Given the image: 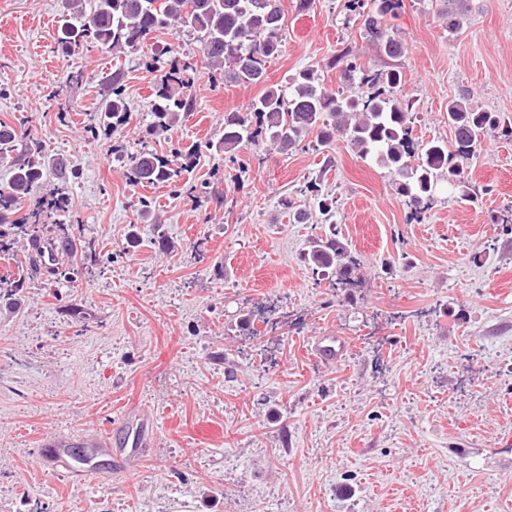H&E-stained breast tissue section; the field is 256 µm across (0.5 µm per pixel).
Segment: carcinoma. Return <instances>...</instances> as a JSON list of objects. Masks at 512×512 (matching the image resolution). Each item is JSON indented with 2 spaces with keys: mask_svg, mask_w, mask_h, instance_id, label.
Masks as SVG:
<instances>
[{
  "mask_svg": "<svg viewBox=\"0 0 512 512\" xmlns=\"http://www.w3.org/2000/svg\"><path fill=\"white\" fill-rule=\"evenodd\" d=\"M61 0L64 23L54 38L66 55L91 48L120 53L135 52L153 34L182 28L200 37L204 58L216 81L239 84L265 83L264 63L279 54L283 14L280 0ZM374 8L360 13L363 35L380 53L391 59L401 56L403 43L389 31L385 18L395 16L404 0H373ZM342 82L349 83L361 64L342 53L335 58ZM373 91L365 97L345 96L325 88L314 69L289 77L284 87L269 86L246 112L224 115V135L206 149L237 160V149L266 139L280 151L298 147L315 136L316 146L328 147L338 135L360 157L374 158L393 176L397 194L416 213L428 210L437 186L448 182L457 199L475 203L478 193L466 174L468 164L481 147V134L499 130L512 137V127L500 125L494 113L473 105L469 99L448 101V127L454 135L448 142L412 138L414 102L395 96L402 77L396 69H380L362 77ZM119 72L102 79L105 95L98 107V122L87 128L115 132L131 119ZM192 107L183 84L168 82L155 90L147 108L152 121L146 126L140 148L120 156L131 183L178 187L186 165L177 162L192 156L195 148L178 151L174 158L157 155L149 140L170 130L181 114ZM13 158L12 176L0 187V257L10 256L15 241L30 247L28 260L16 275L0 277V304L10 308L19 302L23 288L32 280L57 282L78 280L93 269L104 272L112 258L94 251L78 250L72 225L48 223L66 208V189L76 173L59 157L45 153L28 138L25 130L0 124V160ZM55 171L56 192L39 194L48 169ZM51 245L54 255L44 260L43 249ZM317 276L340 292L359 285L360 260L338 238L336 230L313 239L302 256Z\"/></svg>",
  "mask_w": 512,
  "mask_h": 512,
  "instance_id": "carcinoma-1",
  "label": "carcinoma"
}]
</instances>
